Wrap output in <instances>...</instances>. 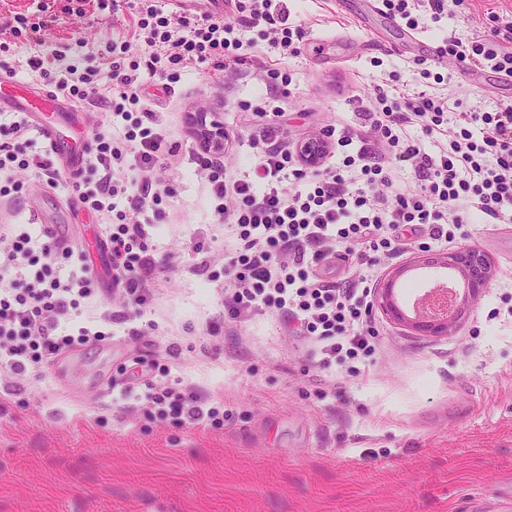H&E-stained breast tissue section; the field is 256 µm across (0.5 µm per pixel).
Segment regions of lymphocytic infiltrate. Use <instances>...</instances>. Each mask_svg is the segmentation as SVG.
I'll return each mask as SVG.
<instances>
[{
	"label": "lymphocytic infiltrate",
	"instance_id": "lymphocytic-infiltrate-1",
	"mask_svg": "<svg viewBox=\"0 0 512 512\" xmlns=\"http://www.w3.org/2000/svg\"><path fill=\"white\" fill-rule=\"evenodd\" d=\"M390 17L411 30L424 20L440 21L447 0H381ZM237 17L229 23L207 15H167L150 5L137 11L122 35L104 48H91L85 37L46 47L44 33L56 21L46 0L33 14L15 15L0 28V52L7 42L40 46L26 64L59 97L85 106L110 105L112 126L94 137L86 166L71 180L81 208L104 224L98 245L108 257L112 286L137 310L152 300L146 283L158 280L161 265L146 229L153 210L154 185L168 183L166 160L178 145L162 130L147 125L139 94L142 73L175 83L182 69L210 65L226 69L243 62L250 45L236 37L237 27L270 33L269 44L298 53L302 28L283 26L281 0H235ZM503 38L472 36L468 42L441 46L440 56L474 62L512 78V18L502 17ZM144 47L143 61L128 60L132 44ZM84 48L82 58L72 45ZM364 121L375 137L364 140L341 165H330L335 145H351L352 134L322 130V152L309 163L301 143L262 142V161L252 178L230 179L224 161L206 148L195 162L208 173L216 223L234 229L225 247L228 279L224 308L231 318L275 309L297 323L313 342L321 365L343 363L370 350L375 255L399 252L406 232L426 230L437 244L454 241L465 213L478 209L496 223L512 221V105L492 112H449L446 101L418 94L379 92ZM420 126L443 141L437 154L423 151L402 128ZM410 164L422 177L411 195H388L396 171L389 160ZM30 173L56 187L60 172L34 149L30 129L19 118L0 124V197L15 193L16 171ZM234 206H225L226 196ZM10 249L0 252V370L22 371L51 362L62 352L101 341L100 326L70 327L73 310L97 294V278L63 277L49 261L52 243L15 225L1 224ZM356 255L345 278L323 273L335 247ZM159 419L200 420L205 395L192 389L152 388L145 395Z\"/></svg>",
	"mask_w": 512,
	"mask_h": 512
}]
</instances>
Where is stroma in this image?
<instances>
[{"mask_svg": "<svg viewBox=\"0 0 512 512\" xmlns=\"http://www.w3.org/2000/svg\"><path fill=\"white\" fill-rule=\"evenodd\" d=\"M115 12L58 13L47 44L87 36L101 44L128 25L131 5ZM360 0H283L285 24L302 27L299 54L271 48L240 29L254 54L227 69H185L173 92L144 76L146 107L170 140L175 196L160 195L150 229L163 266L150 309L125 319V303L102 277L82 317L112 311L111 338L21 373L0 372V512H504L512 502V257L491 251L499 225L470 209L455 247L485 250L493 275L458 328L423 336L372 308L375 351L354 368L320 367L310 344L270 310L230 318L224 300V230L193 161L197 113L231 137L225 166L237 177L259 163L257 140L289 143L324 128L359 131L378 91L424 92L466 108L512 104V82L470 83L451 59L426 63L405 53L401 29L370 18L357 26ZM512 13V0H454L441 22H425L435 41L493 34L489 11ZM374 32L365 52L359 37ZM286 72L284 92L269 90V69ZM452 74L438 82L437 74ZM269 102L266 114L254 108ZM69 136L93 138L109 108L48 112ZM0 221L41 235L26 207L40 200L49 222L72 228L71 247L90 237L71 186L44 191L26 174ZM209 255L199 267L196 248ZM145 382L129 383L132 358ZM111 382L108 391L100 382ZM191 385L208 392L220 426L155 420L142 393Z\"/></svg>", "mask_w": 512, "mask_h": 512, "instance_id": "35a3bbf8", "label": "stroma"}]
</instances>
